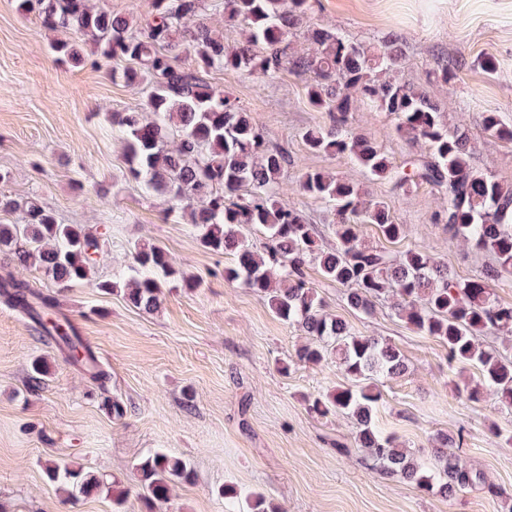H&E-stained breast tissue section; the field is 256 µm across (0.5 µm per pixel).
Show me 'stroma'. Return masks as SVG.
I'll use <instances>...</instances> for the list:
<instances>
[{
    "label": "stroma",
    "instance_id": "1",
    "mask_svg": "<svg viewBox=\"0 0 512 512\" xmlns=\"http://www.w3.org/2000/svg\"><path fill=\"white\" fill-rule=\"evenodd\" d=\"M309 22L371 43L400 34L402 77L438 103L449 124L465 129L477 169L512 184V142L483 126L488 112L512 125V0H315ZM51 38L34 16L18 11L17 0H0V170L10 173L0 189L19 200L37 198L64 223L102 234L101 275L126 270L133 243L147 242L200 286L169 282L152 313L82 285L59 293L63 313L110 374L104 391L0 304V512H112L107 494L70 498L49 482V459L130 488L125 512H145L134 467L158 449L189 460L194 478L176 483L155 512H224L218 490L227 485L244 495L264 493L281 512H512V411L498 409L491 396L458 398L456 383L476 379L474 367L449 365L442 344L414 332L389 305L369 315L352 311L344 287L314 264L307 277L327 311L354 335L395 345L409 364L404 375L377 379V425L424 459L437 432L463 433L461 455L504 495L477 487L447 500L425 494L353 451L350 419L309 411L306 397L346 385L341 370L332 362L302 364L297 351L306 336L278 319L264 297L225 282L232 255L204 249L182 211H169L163 195L146 194L127 177L111 115L143 102L146 86L113 80L107 66L60 60ZM486 55L496 60L494 72L480 66ZM457 57L467 61L457 79L435 78L436 60ZM207 80L237 97L265 139L286 150L281 195L316 225L323 247L334 242L332 214L295 191L299 172L308 169L351 178L406 227L404 241L387 245L375 226L361 225L364 244L387 245L397 256L424 246L461 279L491 263L489 254L449 244L443 225L431 220L441 204L431 187L396 194L345 158L310 152L300 133L325 125L327 115L309 105L303 79L284 73L265 82L221 70ZM350 122L395 163L424 151L400 137L385 113L361 108ZM102 187L107 196L99 195ZM34 356L50 366L37 385L28 379ZM107 395L123 402L122 418L104 408Z\"/></svg>",
    "mask_w": 512,
    "mask_h": 512
}]
</instances>
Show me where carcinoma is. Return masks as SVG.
Segmentation results:
<instances>
[{"mask_svg": "<svg viewBox=\"0 0 512 512\" xmlns=\"http://www.w3.org/2000/svg\"><path fill=\"white\" fill-rule=\"evenodd\" d=\"M223 4L224 23L245 32L236 47H226L224 35L205 21L207 0H153L152 11L138 22L96 9L90 0H19L23 13L34 14L44 29L63 34L51 44L57 55L76 66L85 63L80 39L86 38L96 48L94 63H128L122 71H112V80L147 85L144 103L112 114L128 173L187 213L205 249L234 256L233 264L224 268L225 281L265 297L278 318L310 337L297 353L300 361L317 365L336 359L349 385L313 397L309 410L353 419L355 448L384 473L427 494L452 498L481 482L486 493L501 496V489L455 450L462 433H438L433 463L427 465L376 428L373 414L381 394L372 379L401 376L408 365L395 346L355 336L344 320L327 313L306 270L315 263L325 279L346 288L347 306L355 311L368 314L376 304L396 298V315L448 349V367L472 363L479 369L476 383L456 385L458 396L474 401L489 391L511 409L512 358L483 347L477 335L512 333V304L494 297V288L512 275V186L477 170L467 134L450 127L439 105L399 76L405 55L400 35L391 33L371 45L320 26L306 30L314 51L301 53L291 48V38L303 28L311 0ZM184 53L194 56V67L179 64ZM464 67L460 60H440L433 73L448 83ZM229 69L267 80L285 71L307 78L309 103L328 117V125L302 131L308 150L345 157L367 176L389 182L394 191L433 187L448 203L432 221L445 225L450 239L491 253L494 264L475 278L458 280L447 263L435 261L420 246L397 258L383 246L363 245L358 236L362 224L377 226L389 243L406 237L405 225L396 222L387 203L369 198L360 184L307 170L297 176L298 191L334 211L336 243L328 250L320 248L316 225L278 196L288 155L267 145L251 112L237 98L206 81L209 72ZM360 102L393 117L397 134L422 143L425 154L396 165L377 143L355 133L350 115ZM484 126L512 142V126L497 113H486ZM19 209L23 223L0 224V252L11 256L17 267L44 271L59 288L85 283L151 313L161 305L169 280L178 278L189 290L199 287L195 278L171 265L161 247L149 243L134 246L130 276L105 278L97 268L105 240L80 224L62 223L34 197L18 201L0 192L1 212ZM248 225L261 227L264 240H248L242 232ZM0 301L35 323L66 363L106 390L109 374L60 312L55 296L6 270L0 274ZM45 470L71 496L112 493L114 512H122L130 495V489H118L81 465L51 461ZM136 471L148 502L168 501L173 483L193 478L190 463L164 452L143 458ZM249 512L279 510L257 492L249 499Z\"/></svg>", "mask_w": 512, "mask_h": 512, "instance_id": "carcinoma-1", "label": "carcinoma"}]
</instances>
